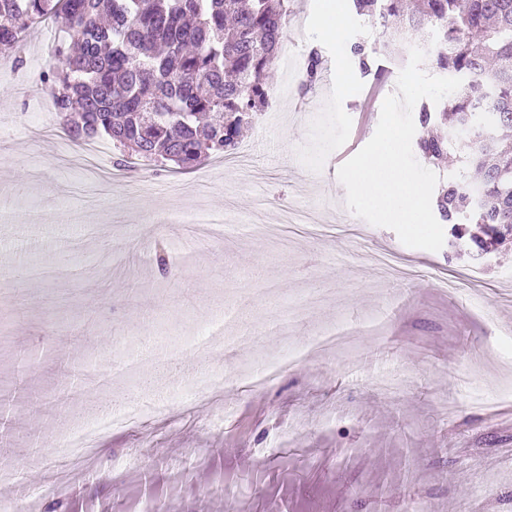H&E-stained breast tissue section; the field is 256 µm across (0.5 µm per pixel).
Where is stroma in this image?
<instances>
[{
    "mask_svg": "<svg viewBox=\"0 0 512 512\" xmlns=\"http://www.w3.org/2000/svg\"><path fill=\"white\" fill-rule=\"evenodd\" d=\"M323 8L295 0L304 23L288 26L300 54L321 48L323 79L245 131L246 178L220 159L120 170L100 139L108 176L89 184L58 154L46 33L21 63L0 60V381L11 386L0 430L26 448L0 469L21 475L26 512H512V333L499 327L512 315V250L410 248L348 209L336 150L370 140L388 92L349 58L352 42L376 37L373 22L344 13L329 39ZM262 199L316 217L270 231ZM182 210L224 228L166 223ZM381 255L410 277L385 278ZM333 326L342 346L254 380ZM132 354L138 372L87 381ZM208 374L218 387L196 395ZM43 399L56 415L40 413ZM133 402L154 411L67 458L73 429Z\"/></svg>",
    "mask_w": 512,
    "mask_h": 512,
    "instance_id": "35a3bbf8",
    "label": "stroma"
}]
</instances>
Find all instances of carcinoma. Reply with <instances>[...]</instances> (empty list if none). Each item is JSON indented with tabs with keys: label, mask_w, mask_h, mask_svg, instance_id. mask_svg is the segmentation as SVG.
Segmentation results:
<instances>
[{
	"label": "carcinoma",
	"mask_w": 512,
	"mask_h": 512,
	"mask_svg": "<svg viewBox=\"0 0 512 512\" xmlns=\"http://www.w3.org/2000/svg\"><path fill=\"white\" fill-rule=\"evenodd\" d=\"M290 0H0V52L53 21L70 42L43 71L67 139L107 138L130 156L182 171L238 147L273 91ZM374 20L378 45L356 41L360 73L379 83L395 54L423 41L425 63L463 80L435 104L419 103L420 156L437 164L456 149L458 175L434 201L448 244L479 255L512 244V0H348ZM317 47L296 92L325 70ZM479 191L482 204L470 202Z\"/></svg>",
	"instance_id": "1"
}]
</instances>
